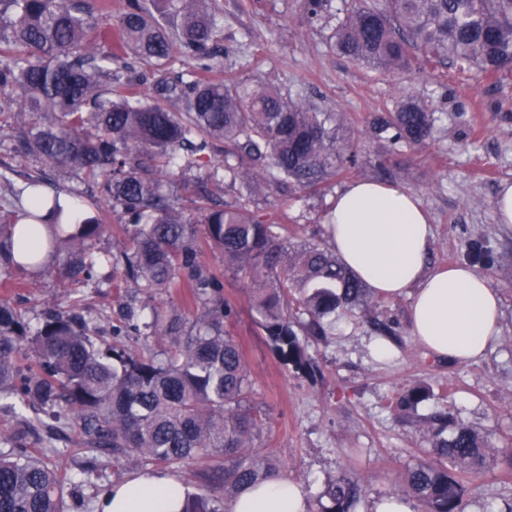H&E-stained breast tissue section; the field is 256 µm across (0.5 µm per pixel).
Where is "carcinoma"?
Returning <instances> with one entry per match:
<instances>
[{"instance_id": "1", "label": "carcinoma", "mask_w": 512, "mask_h": 512, "mask_svg": "<svg viewBox=\"0 0 512 512\" xmlns=\"http://www.w3.org/2000/svg\"><path fill=\"white\" fill-rule=\"evenodd\" d=\"M309 19L326 18L328 0H304ZM218 0H124L117 16L94 14L81 0H0V102L16 107L13 151L74 172L93 184L44 189L40 170L25 174L35 210L0 209V269L39 276L58 268L70 282L115 289L117 309L92 318L78 300L45 307L38 325L0 299V411L20 428L0 434V512H67L58 454L39 428L67 427L77 446L119 463L177 472L193 459L200 483L224 484V502L188 496L183 512H224L246 489L282 477L272 453L255 452L268 415L252 403L241 345L227 330L236 317L224 298V273L206 266L202 248L220 251L224 268L248 278L254 321L277 358L313 371L305 337L324 319L375 302L336 254L319 243L288 248L274 213L255 207L272 186L317 191L356 161L335 112L292 99L272 86L204 80L224 70ZM333 48L382 72H409L447 61L498 77L512 69V0H353L336 18ZM156 74L142 93L144 73ZM181 111L172 110L174 106ZM435 113L412 98L385 113L373 137L385 148L421 146ZM220 150L221 163L209 154ZM205 173L192 179L186 174ZM243 193L224 207L189 213L182 195L206 199L224 180ZM121 212L125 248L98 247L113 228L102 208ZM53 221L47 235L14 251L22 219ZM186 292L188 302L162 301ZM138 336L135 350L122 338ZM169 345L161 351L151 340ZM413 387L389 407L402 414L430 399ZM427 459L408 468L400 492L420 512H466L473 486L494 464L512 472L475 427L443 419L431 429ZM355 478L325 482L316 512H357Z\"/></svg>"}]
</instances>
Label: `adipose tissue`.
<instances>
[{
  "label": "adipose tissue",
  "mask_w": 512,
  "mask_h": 512,
  "mask_svg": "<svg viewBox=\"0 0 512 512\" xmlns=\"http://www.w3.org/2000/svg\"><path fill=\"white\" fill-rule=\"evenodd\" d=\"M327 223L333 249L373 294H410V331L425 349L460 364L486 355L501 334V297L469 265L426 269L431 223L415 192L352 181L334 198ZM187 493L167 472L138 473L113 485L98 510L181 512ZM232 512H309V504L303 486L276 478L243 492Z\"/></svg>",
  "instance_id": "1"
}]
</instances>
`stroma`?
<instances>
[{
    "label": "stroma",
    "instance_id": "35a3bbf8",
    "mask_svg": "<svg viewBox=\"0 0 512 512\" xmlns=\"http://www.w3.org/2000/svg\"><path fill=\"white\" fill-rule=\"evenodd\" d=\"M219 7L221 46L228 52L224 78L270 83L337 112L347 137L362 145L355 166L337 174L324 196L270 191L285 237L328 241L325 215L339 190L357 179L391 183L416 192L430 215L429 267L465 263L468 245L483 242L493 262L480 272L502 299V333L479 362L454 364L419 345L410 333L411 298L405 295L378 302L391 337L359 313L333 320L326 339L308 348L319 367L310 377L278 360L253 319L247 279L225 273L224 295L238 308L230 329L251 371L253 402L269 416L258 452H274L287 478L312 498L327 477L350 474L362 487L359 512H372L429 446L425 420L432 415L466 421L495 450L512 447V224L498 223L493 205L502 182L512 181V76L495 84L448 66L380 73L337 54L332 27L309 22L303 0H219ZM409 97L435 112L433 136L419 149L386 151L367 137L369 124ZM1 298L29 311L75 298L106 315L113 293L65 284L53 273L33 279L15 270L8 287H0ZM382 339L392 349L385 360L371 350ZM419 383L432 386L433 398L410 415L392 413L390 398ZM57 463L67 480L69 512H87L96 486L111 487L140 471L133 461L115 470L111 460L89 452L65 453ZM90 466L99 471L93 485L82 481ZM481 483L467 512H504L512 481L495 468Z\"/></svg>",
    "mask_w": 512,
    "mask_h": 512
}]
</instances>
